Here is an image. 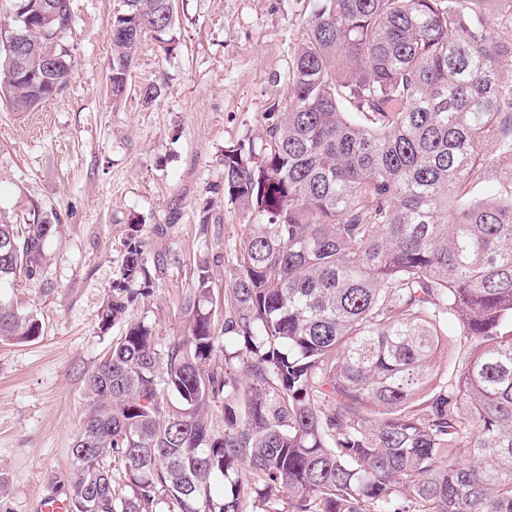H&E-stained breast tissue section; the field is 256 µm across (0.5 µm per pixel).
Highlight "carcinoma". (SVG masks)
Returning <instances> with one entry per match:
<instances>
[{"label": "carcinoma", "mask_w": 512, "mask_h": 512, "mask_svg": "<svg viewBox=\"0 0 512 512\" xmlns=\"http://www.w3.org/2000/svg\"><path fill=\"white\" fill-rule=\"evenodd\" d=\"M12 2L56 63L17 73L0 37V103L25 114L64 91L76 12ZM314 2L260 159L224 149V197L257 224L222 334L205 259L186 335L127 323L87 381L71 512H512V165L473 194L512 161V0ZM109 29L116 101L143 34L175 43L172 0H116ZM58 233L0 217V285L35 280ZM151 280L133 224L101 329ZM445 328L463 350L436 385ZM40 331L0 309V341Z\"/></svg>", "instance_id": "cac0c4a2"}]
</instances>
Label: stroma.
Wrapping results in <instances>:
<instances>
[{
	"instance_id": "1",
	"label": "stroma",
	"mask_w": 512,
	"mask_h": 512,
	"mask_svg": "<svg viewBox=\"0 0 512 512\" xmlns=\"http://www.w3.org/2000/svg\"><path fill=\"white\" fill-rule=\"evenodd\" d=\"M116 0H77L75 64L43 111L0 106V215L32 208L58 219L32 282L0 288V302L34 316L41 335L0 342V512H40L70 500V448L89 407V377L122 335L99 328L120 276L128 227H142L149 296L130 309L159 343L183 336L182 304L208 260L215 324L250 220L217 193L225 147L260 152L266 114L285 105L288 71L313 0H174L176 44L145 35L127 95L112 102L108 22ZM159 95L144 103L141 90ZM227 250H211L213 237Z\"/></svg>"
}]
</instances>
